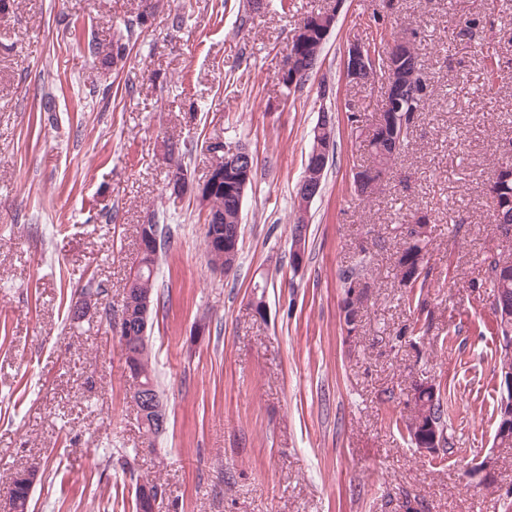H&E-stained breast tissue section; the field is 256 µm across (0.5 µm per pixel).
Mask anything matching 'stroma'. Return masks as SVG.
I'll return each instance as SVG.
<instances>
[{"instance_id":"obj_1","label":"stroma","mask_w":512,"mask_h":512,"mask_svg":"<svg viewBox=\"0 0 512 512\" xmlns=\"http://www.w3.org/2000/svg\"><path fill=\"white\" fill-rule=\"evenodd\" d=\"M141 0H8L0 10V492L37 467L30 512H134L137 484L166 488L161 512H505L512 448L493 444L498 395L492 288L482 266L512 258L490 220L489 184L512 143V0H344L311 80L279 76L292 31L328 0H270L246 27L236 5L161 0L117 70L101 69L63 21L108 42ZM181 16V28L171 26ZM474 20L462 33L460 20ZM414 35L431 96L376 198L355 194L380 82L343 74L348 40ZM500 67L488 75L486 51ZM332 90L319 101L320 84ZM51 96L56 109L45 112ZM336 148L293 268L294 197L319 107ZM246 145L255 176L231 275L203 243L205 208L167 189L170 143L190 181L206 142ZM113 209L115 221L101 218ZM427 217L426 331L402 300L403 231ZM170 227L148 334L166 430L147 440L104 314L73 320L70 283L92 277L119 306L137 227ZM370 254L368 300L345 323L341 270ZM266 280V309L251 306ZM208 329L192 332L198 321ZM439 384L456 448L446 461L390 424L414 383ZM494 454L493 484L464 470Z\"/></svg>"}]
</instances>
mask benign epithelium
I'll return each instance as SVG.
<instances>
[{
	"mask_svg": "<svg viewBox=\"0 0 512 512\" xmlns=\"http://www.w3.org/2000/svg\"><path fill=\"white\" fill-rule=\"evenodd\" d=\"M342 0H334L318 16L308 24H300L291 36L292 48L288 53L285 65L280 74V80L288 90L293 91L300 85V78L306 77L315 68L318 58L310 59L305 56V45L310 33L318 31L321 42H326L328 36L336 25L337 14ZM374 56L368 48L356 39L347 43L343 55L344 74L347 79L355 83L365 81V76L374 69ZM384 71V111L379 113L376 129L381 130L389 126H397L405 121V113L417 111L426 92V80L418 66V51L412 37L400 36L389 42L385 55ZM224 151V178L232 185L240 188V193L252 180L254 172L253 155L243 146H230L224 148L216 146L213 154ZM334 144L326 139L316 143V147L306 164V173L298 184L299 195L298 216L301 223H308L310 204L321 195L322 179L333 156ZM172 171L168 189L171 196L182 198L187 193L194 197H201L207 185L200 182L194 186L186 184L185 173L178 170L175 164H170ZM512 180V159L506 158L498 166L491 188L497 192L498 187L505 181ZM155 220L140 225L138 253L135 266L144 264L158 252L159 237L155 234ZM151 312L150 294L141 291L131 284L125 288L121 303V315L118 327V343L122 355H131L127 340L134 336H147L149 317ZM500 387L504 408L509 411V421L503 426V434L512 431V369L504 368L500 376ZM129 402L136 409L142 421L152 419L159 429L166 427L167 416L161 395L152 387L141 385L130 391ZM418 448L430 454L437 455L441 450L438 436L419 433L414 437ZM498 460L495 455L489 454L472 463L467 469V476L482 483H490L495 478Z\"/></svg>",
	"mask_w": 512,
	"mask_h": 512,
	"instance_id": "obj_1",
	"label": "benign epithelium"
}]
</instances>
